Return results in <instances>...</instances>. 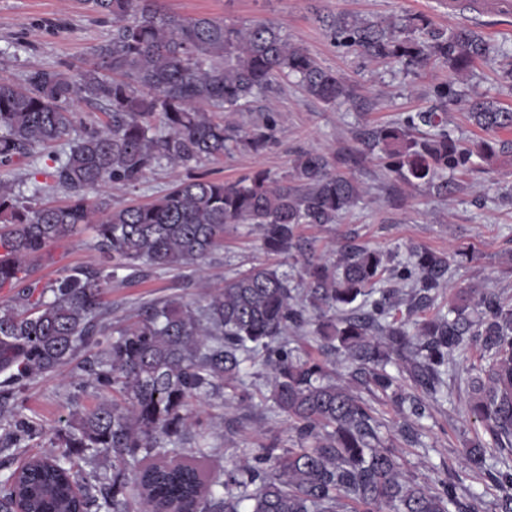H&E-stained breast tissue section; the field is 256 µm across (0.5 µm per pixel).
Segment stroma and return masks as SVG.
Here are the masks:
<instances>
[{
    "instance_id": "obj_1",
    "label": "stroma",
    "mask_w": 512,
    "mask_h": 512,
    "mask_svg": "<svg viewBox=\"0 0 512 512\" xmlns=\"http://www.w3.org/2000/svg\"><path fill=\"white\" fill-rule=\"evenodd\" d=\"M163 10L181 16L209 15L247 23L266 22L279 27L289 39L308 50L316 60L336 72L349 86V101L325 105L291 84H282L268 97L255 99L235 116L246 131L273 120V142L265 150L241 149L203 167L209 177L233 181L266 170L288 175L297 154L319 151L327 154L337 170L357 180L362 199L339 223L305 225L300 232L316 255L330 257L344 244L365 245L384 252L428 248L448 256V286L425 316L448 308V301L463 288L493 290L512 297V205L502 194L512 191V132L498 134L497 155L468 173L462 193L443 198L425 187L406 185L392 190L393 179L377 161V150L353 164L349 155L364 150L363 138L373 127L399 119L403 113L432 108L434 85L451 80L441 64L424 71H403L394 64H378L333 44L323 25L326 16L348 14L370 20H400L423 15L435 26L476 28L486 38L512 46V14L497 15L460 11L449 13L448 0H161ZM112 35L111 23L92 14L85 0H0V77L20 81L33 68L63 65L71 71L91 66L93 51ZM469 96L481 95L512 107V94L503 87L496 64L478 65L463 84ZM185 172L163 164L154 168L137 186H109L100 200L118 207L129 202H147L159 196ZM462 249L474 251V260L460 259ZM98 253L91 246L89 231L50 243L37 260V275L50 282L70 268H95ZM264 264L292 273L301 265L294 260L266 253L259 236L247 225L228 227L224 245L214 250L202 268L156 270L143 277H127L118 271L103 300L109 309L102 321L107 333L116 334L128 322L141 317L151 303L180 298L197 305L224 287L225 277ZM477 358L469 349L455 358L448 373V392L424 395L408 374H401L405 396L422 399L426 415L413 421L407 412L382 395L370 397L373 415L382 423L402 464L406 480L422 486L453 478L462 486L484 491L485 512H497L502 493L487 476L473 471L462 455L467 441L482 434V426L467 413L469 373ZM77 363L62 366L55 374L29 381L14 398L0 407V437L15 416H23L34 428L20 445L0 451V476L15 469L26 457L53 448L68 427L73 411L96 405L93 393H77L72 380L80 376ZM267 370L262 363L249 369L247 382L255 391L239 402L232 390L223 397L201 403L198 413L211 423L214 450L206 468L229 469L244 459L275 445L285 449L292 433L285 417L271 410ZM416 430L414 442L401 431Z\"/></svg>"
}]
</instances>
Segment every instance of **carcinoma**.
Wrapping results in <instances>:
<instances>
[{"mask_svg":"<svg viewBox=\"0 0 512 512\" xmlns=\"http://www.w3.org/2000/svg\"><path fill=\"white\" fill-rule=\"evenodd\" d=\"M86 2L112 21V37L94 49L98 65L74 75L38 68L21 84L0 78V168L30 161L49 144L68 145L51 156L50 173L66 204H44L39 190L28 196L0 180V288L15 289L22 307L0 306V404L100 345L102 296L117 271L197 266L223 246L229 224L254 225L270 253L303 257L307 280L300 288L288 272L258 265L224 280L204 306L169 299L149 307L86 361L79 387L92 388L99 402L73 414L53 450L0 479V512H483L477 491L403 479L371 406L333 381L320 360L288 347V331L310 326L345 355L363 389L409 404L418 420L425 404L407 400L387 366L402 367L435 397L455 354L480 346L468 412L489 440L477 438L466 457L503 491L500 512H512V303L492 291H476L475 301L462 292L448 312L412 323L445 286L447 256L410 248L396 262L345 245L331 262L315 257L299 225L334 224L362 195L324 153H299L280 179L257 171L224 182L196 173L241 145L256 152L269 145L273 126L243 135L232 116L276 80L292 79L327 105L348 101V86L271 24L173 15L160 0ZM327 27L335 44L370 60L411 70L438 62L459 78L497 60L512 80V48L469 26L444 31L419 15L398 23L338 15ZM434 95L444 107L463 91L450 81ZM82 101L108 121L73 139ZM468 115L483 131L512 130V108L496 101L473 99ZM367 145L380 149L395 181L443 197L463 188L456 176L470 172L474 158L496 154L491 140L463 145L428 110L371 130ZM163 161L188 175L152 202L91 203L89 193L134 187ZM84 227L102 265L72 268L51 283L33 278L29 260ZM257 358L270 370L273 406L288 419L293 447L277 455L273 444L251 463L205 470L184 455L190 402L238 388ZM196 426L192 451L202 458L211 428L199 419ZM101 455L112 458L110 476L82 467Z\"/></svg>","mask_w":512,"mask_h":512,"instance_id":"obj_1","label":"carcinoma"}]
</instances>
